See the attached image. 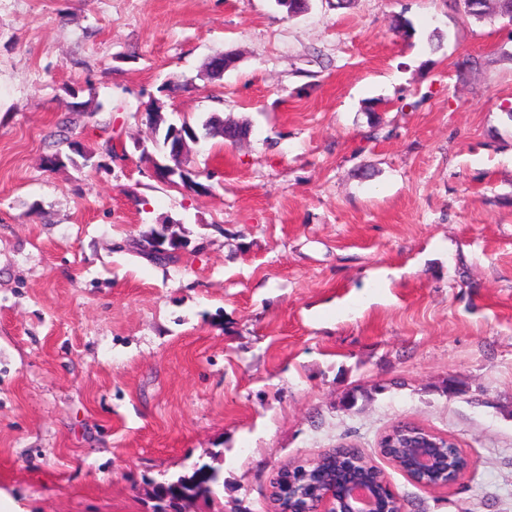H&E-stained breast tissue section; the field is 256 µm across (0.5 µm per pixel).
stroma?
I'll return each mask as SVG.
<instances>
[{"instance_id": "stroma-1", "label": "stroma", "mask_w": 512, "mask_h": 512, "mask_svg": "<svg viewBox=\"0 0 512 512\" xmlns=\"http://www.w3.org/2000/svg\"><path fill=\"white\" fill-rule=\"evenodd\" d=\"M153 102L249 124L194 147L208 192L152 176ZM107 139L102 169L46 164ZM167 218L164 265L138 243ZM400 422L471 472L413 483L378 448ZM342 444L406 512H512V22L453 0H0V500L153 512L205 464L219 482L183 512H270L279 471ZM430 437L434 438L437 442L442 444V448H440V449L443 452L448 453V463L450 464L451 467H453L454 469H463L468 465V460L460 453V451L458 450L457 447H452L449 444L447 446L445 445L443 438L446 441L448 440L449 442L454 443L450 438H448L447 436L441 437V436H435V435H431ZM470 465L471 464L469 461V465L467 468L457 471L455 473H451L449 475L448 481H447V483H445V485L449 486V485L455 484L458 480L463 478L467 474V472L470 470Z\"/></svg>"}]
</instances>
